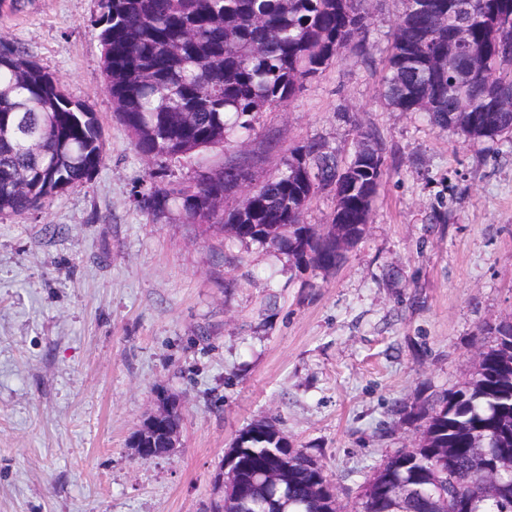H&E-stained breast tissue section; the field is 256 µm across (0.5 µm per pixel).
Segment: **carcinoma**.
Returning a JSON list of instances; mask_svg holds the SVG:
<instances>
[{
  "label": "carcinoma",
  "instance_id": "obj_1",
  "mask_svg": "<svg viewBox=\"0 0 512 512\" xmlns=\"http://www.w3.org/2000/svg\"><path fill=\"white\" fill-rule=\"evenodd\" d=\"M369 0H97L94 26L106 89L139 154L176 163L250 134L256 114L293 99L343 51H363ZM480 62L473 73L448 58ZM512 0H405L386 60L383 96L401 112H423L440 129L473 141L512 132ZM353 152L342 158L324 142L295 147L284 169L261 181L251 207L224 209L231 183L250 170L240 152L199 165L194 184L149 174L134 196L158 219L174 210L204 230L288 255L296 268L329 273L366 232L379 194L386 145L354 124ZM104 136L93 107L75 101L60 79L0 34V215L41 211L56 194L91 181L104 161ZM334 192L331 223L303 220L319 193ZM279 225L272 233L267 225ZM493 344L478 353L472 378L431 403L394 406L416 424L414 450L399 448L361 487L358 512H452L442 496L466 498L472 512H512V470L485 476L481 447L512 451V322L487 326ZM234 443L240 484L224 489L237 512H264L255 482L275 471L288 512H339L321 488L322 465L294 448L277 420H260Z\"/></svg>",
  "mask_w": 512,
  "mask_h": 512
}]
</instances>
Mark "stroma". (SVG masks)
<instances>
[{
  "instance_id": "obj_1",
  "label": "stroma",
  "mask_w": 512,
  "mask_h": 512,
  "mask_svg": "<svg viewBox=\"0 0 512 512\" xmlns=\"http://www.w3.org/2000/svg\"><path fill=\"white\" fill-rule=\"evenodd\" d=\"M96 0H25L0 14L72 98L93 105L105 159L32 215H0V512H209L214 477L248 425L278 419L342 502L411 445L395 404L474 374L486 324L512 320V133L473 142L386 105L405 0H375L366 54L348 50L284 107L257 116L260 178L320 139L349 154L355 125L387 148L368 230L339 270L154 220L136 152L105 89ZM441 223H434V216ZM179 446H131L162 396Z\"/></svg>"
}]
</instances>
